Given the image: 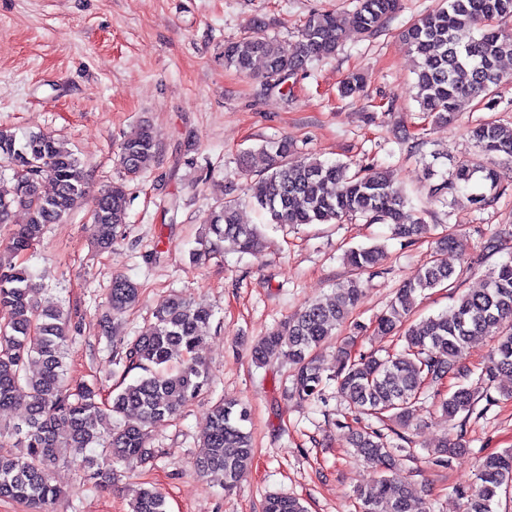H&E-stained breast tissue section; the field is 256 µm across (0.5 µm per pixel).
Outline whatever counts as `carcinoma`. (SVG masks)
Segmentation results:
<instances>
[{"instance_id": "1", "label": "carcinoma", "mask_w": 512, "mask_h": 512, "mask_svg": "<svg viewBox=\"0 0 512 512\" xmlns=\"http://www.w3.org/2000/svg\"><path fill=\"white\" fill-rule=\"evenodd\" d=\"M399 8L400 0H356L351 22L333 12L312 13L298 29L292 54L283 52L277 39L265 32L264 21L255 19L240 39L224 43V66L248 73L258 59L264 66L263 85L280 90L312 62L334 55L350 35L382 29ZM506 17H512V0H443L400 33V41L418 61L416 101L434 122L449 123L465 105L491 101L501 87L512 84V77L499 68L503 57H512V36L494 26ZM366 85L364 73L352 72L341 82L340 96L359 98ZM469 133L483 153L512 159V126L489 118ZM157 151L153 127L142 124L119 147L125 176L134 180L147 172ZM256 165L261 166L263 177L253 202L271 224H341L359 216L369 224L388 225L394 237L407 243L427 231L405 192L375 166L353 170L340 161L298 157L287 137L242 156L243 168ZM0 170L11 171L10 177H0V224L9 223L16 209L27 214L26 223L18 226L7 244L14 256L31 250L45 226L59 221L86 194L80 160L48 134L32 133L21 143L16 133L0 128ZM423 175L432 198L466 186L476 177L493 190L501 180L497 168L469 161L457 163L450 176L437 183L432 167L425 166ZM127 209L123 182L94 196L92 240L98 251L111 249L123 237ZM225 242L242 253H257L264 247L257 228L240 222L234 199L211 213L202 248L192 253V262L207 259ZM460 248L455 235L439 237L432 259L398 288L394 300L376 317L372 334L401 341L394 353L384 357L357 353L354 340L349 339L339 350L336 370L324 374L316 350L336 335L363 296L362 283L350 279L338 284L335 298L310 303L268 332L252 349L254 363L263 366L281 355L293 366L291 392L299 400H321L327 382L333 380L339 396L353 409L405 428L425 390L465 377L458 363L461 352L487 327L504 326L479 374L485 394L461 383L452 393L437 391L435 396L450 421L472 414L482 396L493 403L492 389L512 398V385H501L503 376L512 381L511 260L490 269L483 290L463 293L447 310L406 325L417 296L457 287L464 269L448 265L441 255ZM383 259L384 251L378 246L346 254L347 263L361 272L378 267ZM38 288L29 268L0 262V411L17 406L25 411L11 430H0V449L20 448L17 454L0 452V498L21 502L28 512H46L60 497L51 472L61 461L78 465L84 481L102 489L112 486V461L127 465L151 461L150 427L176 418L208 386L197 350L213 317L206 306L168 295L155 311L151 333L115 345V364L139 369L143 375L104 398L93 384L74 389L64 384L68 319L60 309L37 305ZM139 294V286L129 278H112L111 314L101 321L104 334L111 332L112 314L133 306ZM250 419L246 405L220 398L200 435L196 467L203 474L220 475L227 492L237 487L251 465ZM351 444L381 472L374 484L359 491L361 512H430L407 484L388 476L403 448L390 446L387 436L370 426L353 432ZM99 447L109 458L105 465L85 455L86 449ZM465 451L461 438L447 439L435 449L433 463L445 465ZM510 486L512 450L478 458L475 483L463 491L468 512H494L495 498ZM131 512H167L165 497L155 488H142L131 502ZM264 512L305 510L295 497L272 494L265 500Z\"/></svg>"}]
</instances>
